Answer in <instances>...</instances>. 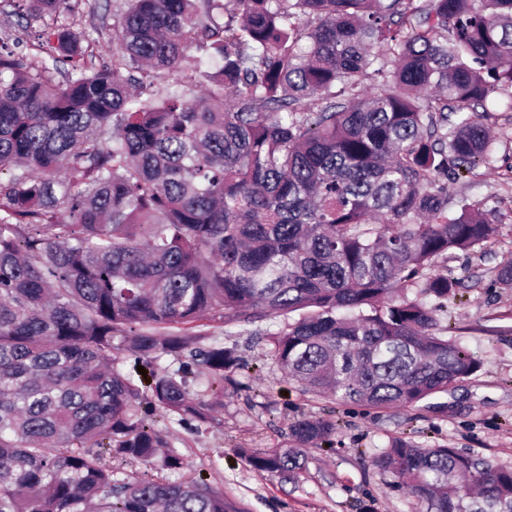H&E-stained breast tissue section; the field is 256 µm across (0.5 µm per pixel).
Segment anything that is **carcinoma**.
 <instances>
[{
    "label": "carcinoma",
    "instance_id": "cac0c4a2",
    "mask_svg": "<svg viewBox=\"0 0 512 512\" xmlns=\"http://www.w3.org/2000/svg\"><path fill=\"white\" fill-rule=\"evenodd\" d=\"M17 8L52 64L0 43V512H243L112 465L184 471L146 417L218 421L241 363L203 318L279 320L284 377L343 405L414 407L480 370L441 326L460 281L436 262L495 232L448 212V174L491 145L512 0H127L99 69L71 0ZM194 48L218 61L205 97L158 95ZM335 434L303 417L249 462L295 484ZM376 465L422 512H512V467L404 437Z\"/></svg>",
    "mask_w": 512,
    "mask_h": 512
}]
</instances>
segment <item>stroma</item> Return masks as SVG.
<instances>
[{"instance_id":"35a3bbf8","label":"stroma","mask_w":512,"mask_h":512,"mask_svg":"<svg viewBox=\"0 0 512 512\" xmlns=\"http://www.w3.org/2000/svg\"><path fill=\"white\" fill-rule=\"evenodd\" d=\"M71 19L84 34L94 66L112 62V23L124 0H72ZM40 25L0 0V39L25 55L37 51ZM494 145L470 172L448 182V209L480 204L502 220L488 246L455 252L446 265L462 286L448 306L449 334L476 352L480 370L443 396V408L375 409L342 406L302 394L278 370L264 324L215 329L214 341L237 347L245 367L239 384L227 387L224 410L212 425L193 429L156 421L189 464L190 475L223 489L244 512H415L412 499L393 489L374 458L390 438L412 434L423 444H440L512 466V288L496 281L512 259V83L488 101ZM339 421L334 444L304 452L299 484L255 470L246 454L288 444V427L308 417Z\"/></svg>"}]
</instances>
